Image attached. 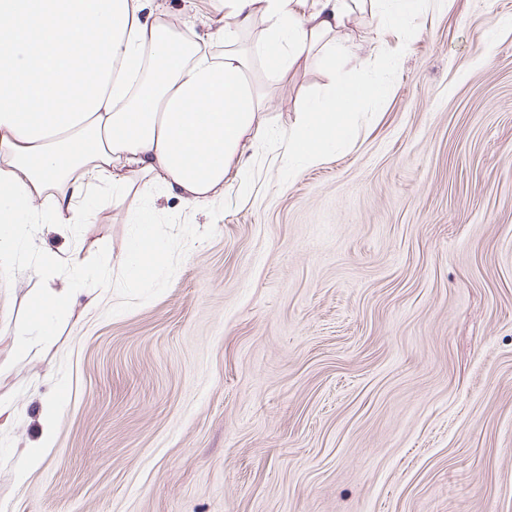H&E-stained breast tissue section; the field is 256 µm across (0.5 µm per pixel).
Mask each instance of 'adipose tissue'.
Wrapping results in <instances>:
<instances>
[{
  "mask_svg": "<svg viewBox=\"0 0 512 512\" xmlns=\"http://www.w3.org/2000/svg\"><path fill=\"white\" fill-rule=\"evenodd\" d=\"M377 27L396 33L421 0H215L223 21L211 40L179 39L164 19H143L146 0H0V259L26 230L51 215L55 224H92L101 186L126 200L136 178L194 205L220 201L244 183L256 140L267 131L266 107L251 75L260 62L279 78L313 59L349 63L338 43L363 4ZM267 26L250 48L242 34L256 18ZM387 84L332 78L308 100L287 137L288 165L320 164L344 142L367 99ZM123 256L125 278L157 279L168 245L138 212ZM96 304V282L80 273L68 287L47 280L32 326L48 336L67 294Z\"/></svg>",
  "mask_w": 512,
  "mask_h": 512,
  "instance_id": "ef3b65f1",
  "label": "adipose tissue"
}]
</instances>
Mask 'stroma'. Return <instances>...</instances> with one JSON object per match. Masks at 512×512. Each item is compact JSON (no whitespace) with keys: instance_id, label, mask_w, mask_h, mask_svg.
Segmentation results:
<instances>
[{"instance_id":"stroma-1","label":"stroma","mask_w":512,"mask_h":512,"mask_svg":"<svg viewBox=\"0 0 512 512\" xmlns=\"http://www.w3.org/2000/svg\"><path fill=\"white\" fill-rule=\"evenodd\" d=\"M149 7L199 38L214 12ZM347 42L366 61L349 78L388 97L287 179L288 132L331 73L253 64L276 135L220 202L147 189L171 251L153 287L124 285V205L33 225L0 262V512H512V0H424L385 39L365 15ZM45 252L60 278L105 273L47 339Z\"/></svg>"}]
</instances>
